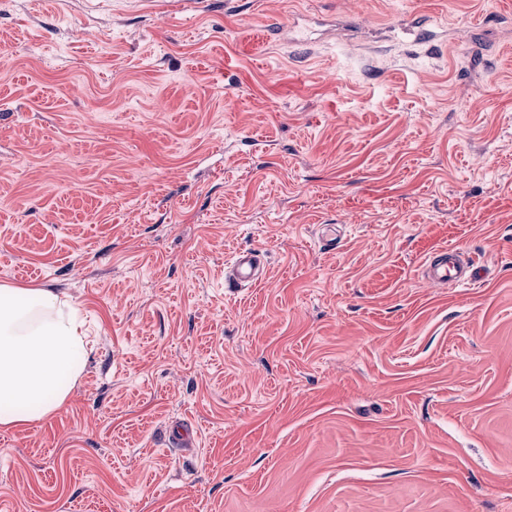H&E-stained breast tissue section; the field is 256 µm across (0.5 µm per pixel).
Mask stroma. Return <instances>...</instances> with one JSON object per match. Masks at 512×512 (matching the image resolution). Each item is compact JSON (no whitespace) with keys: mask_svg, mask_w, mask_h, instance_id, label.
<instances>
[{"mask_svg":"<svg viewBox=\"0 0 512 512\" xmlns=\"http://www.w3.org/2000/svg\"><path fill=\"white\" fill-rule=\"evenodd\" d=\"M164 2L0 0V284L90 340L0 512H512V0ZM425 274L433 284L467 288L480 276V267L473 260L464 259L456 248L448 247L426 260ZM261 256L255 250H243L232 258L226 279L235 286H252L261 276Z\"/></svg>","mask_w":512,"mask_h":512,"instance_id":"35a3bbf8","label":"stroma"}]
</instances>
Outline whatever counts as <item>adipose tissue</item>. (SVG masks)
<instances>
[{"label": "adipose tissue", "mask_w": 512, "mask_h": 512, "mask_svg": "<svg viewBox=\"0 0 512 512\" xmlns=\"http://www.w3.org/2000/svg\"><path fill=\"white\" fill-rule=\"evenodd\" d=\"M85 336L70 301L48 288L0 285V425L39 421L80 376Z\"/></svg>", "instance_id": "ef3b65f1"}]
</instances>
